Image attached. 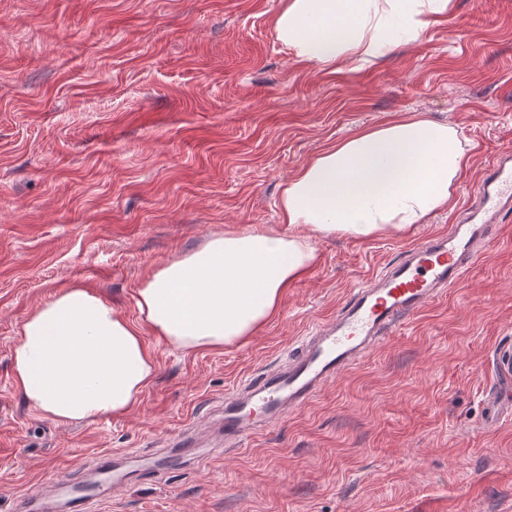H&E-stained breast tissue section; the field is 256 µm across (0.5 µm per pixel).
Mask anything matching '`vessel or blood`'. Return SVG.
Instances as JSON below:
<instances>
[{
    "instance_id": "obj_1",
    "label": "vessel or blood",
    "mask_w": 512,
    "mask_h": 512,
    "mask_svg": "<svg viewBox=\"0 0 512 512\" xmlns=\"http://www.w3.org/2000/svg\"><path fill=\"white\" fill-rule=\"evenodd\" d=\"M512 213V152L489 162L473 198L447 232L425 237L399 261L351 291L334 317L315 325L276 374L244 381L224 401L218 428L239 447L258 430L304 407L327 381L372 351L403 321L464 280L491 243L500 219Z\"/></svg>"
}]
</instances>
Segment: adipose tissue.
<instances>
[{
  "label": "adipose tissue",
  "instance_id": "ef3b65f1",
  "mask_svg": "<svg viewBox=\"0 0 512 512\" xmlns=\"http://www.w3.org/2000/svg\"><path fill=\"white\" fill-rule=\"evenodd\" d=\"M454 0H283L274 28L294 58L332 68L387 55L449 17ZM467 166L458 128L418 113L339 139L301 166L279 197L284 233L211 236L140 282L136 319L72 286L21 324L15 388L29 410L62 425L121 415L153 381L143 334L186 352L251 336L316 260L307 227L359 238L403 232L447 208Z\"/></svg>",
  "mask_w": 512,
  "mask_h": 512
}]
</instances>
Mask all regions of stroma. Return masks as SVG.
Segmentation results:
<instances>
[{
	"label": "stroma",
	"mask_w": 512,
	"mask_h": 512,
	"mask_svg": "<svg viewBox=\"0 0 512 512\" xmlns=\"http://www.w3.org/2000/svg\"><path fill=\"white\" fill-rule=\"evenodd\" d=\"M282 0H0V512L36 487L124 484L97 512H512V420L484 426L512 374V217L458 288L428 304L239 448L127 468L217 418L239 383L284 363L353 288L447 230L512 149V0H455L414 42L336 68L295 60ZM420 112L455 125L469 166L447 209L374 238L310 232L318 260L245 342L180 352L127 413L59 425L17 393L21 323L81 285L122 316L152 269L207 237L286 232L277 200L314 155Z\"/></svg>",
	"instance_id": "stroma-1"
}]
</instances>
